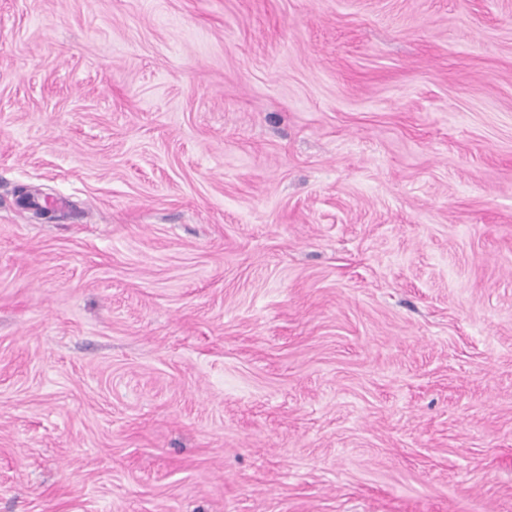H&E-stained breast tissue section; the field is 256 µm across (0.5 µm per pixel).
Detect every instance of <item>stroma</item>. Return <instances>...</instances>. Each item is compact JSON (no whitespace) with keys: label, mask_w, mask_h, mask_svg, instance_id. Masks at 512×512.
Returning a JSON list of instances; mask_svg holds the SVG:
<instances>
[{"label":"stroma","mask_w":512,"mask_h":512,"mask_svg":"<svg viewBox=\"0 0 512 512\" xmlns=\"http://www.w3.org/2000/svg\"><path fill=\"white\" fill-rule=\"evenodd\" d=\"M0 512H512V0H0Z\"/></svg>","instance_id":"obj_1"}]
</instances>
